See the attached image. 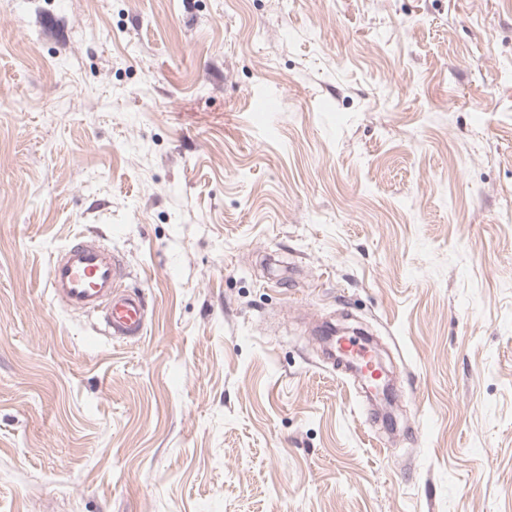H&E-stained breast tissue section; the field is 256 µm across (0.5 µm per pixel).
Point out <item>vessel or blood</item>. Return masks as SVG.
<instances>
[{
	"instance_id": "vessel-or-blood-1",
	"label": "vessel or blood",
	"mask_w": 512,
	"mask_h": 512,
	"mask_svg": "<svg viewBox=\"0 0 512 512\" xmlns=\"http://www.w3.org/2000/svg\"><path fill=\"white\" fill-rule=\"evenodd\" d=\"M125 278V269L110 247L78 235L52 254L46 288L63 309L102 312L104 335L136 341L145 334L147 301L144 294L129 289ZM339 345L346 365L377 376L372 354L362 340L346 336Z\"/></svg>"
}]
</instances>
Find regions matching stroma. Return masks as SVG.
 <instances>
[{
  "instance_id": "obj_1",
  "label": "stroma",
  "mask_w": 512,
  "mask_h": 512,
  "mask_svg": "<svg viewBox=\"0 0 512 512\" xmlns=\"http://www.w3.org/2000/svg\"><path fill=\"white\" fill-rule=\"evenodd\" d=\"M0 512H512V0H0ZM119 257L100 241L74 236L52 254L46 288L52 301L66 310L103 312V335L137 341L147 326L144 294L130 290ZM345 367L352 366L364 375L376 378L379 371L376 369L372 354L367 346L355 336H345L338 340Z\"/></svg>"
}]
</instances>
